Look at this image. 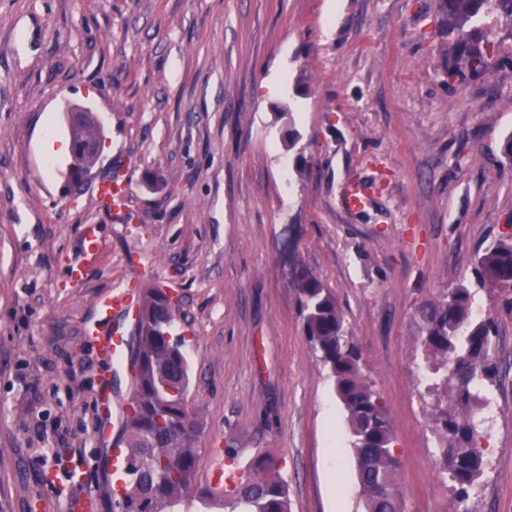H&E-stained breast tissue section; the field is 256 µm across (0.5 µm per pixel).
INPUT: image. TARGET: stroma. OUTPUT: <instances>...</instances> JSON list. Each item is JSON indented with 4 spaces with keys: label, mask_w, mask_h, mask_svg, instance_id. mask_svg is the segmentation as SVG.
<instances>
[{
    "label": "stroma",
    "mask_w": 512,
    "mask_h": 512,
    "mask_svg": "<svg viewBox=\"0 0 512 512\" xmlns=\"http://www.w3.org/2000/svg\"><path fill=\"white\" fill-rule=\"evenodd\" d=\"M447 63L437 0H0V512H68L79 464L112 512L104 367L83 329L98 297L136 282L181 298L172 335L200 425L181 512H224L200 502L215 469L243 475L259 454L279 463L290 512H364L296 268L335 297L390 413L403 512L454 498L447 389L413 377L421 309L474 289L498 321L499 378L473 411L488 465L467 508L512 512V291L474 273L512 214V66L451 85ZM70 105L103 122L76 193L71 154L45 152L68 140ZM114 174L124 214L98 203ZM355 180L378 185L361 212L342 203ZM87 224L104 251L74 284Z\"/></svg>",
    "instance_id": "stroma-1"
}]
</instances>
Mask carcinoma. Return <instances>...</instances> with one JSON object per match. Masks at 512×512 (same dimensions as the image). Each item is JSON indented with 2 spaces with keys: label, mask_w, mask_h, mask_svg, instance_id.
I'll return each mask as SVG.
<instances>
[{
  "label": "carcinoma",
  "mask_w": 512,
  "mask_h": 512,
  "mask_svg": "<svg viewBox=\"0 0 512 512\" xmlns=\"http://www.w3.org/2000/svg\"><path fill=\"white\" fill-rule=\"evenodd\" d=\"M451 54L448 82L488 75L512 63V44L491 38L478 25L492 18L512 39V0H438ZM100 136L87 122L70 125L74 162L71 174L89 170L97 160ZM510 231L477 256L482 287L512 284ZM299 293L304 336L320 353L334 380L352 435L365 512H402L395 475L399 458L393 448L389 412L360 367V351L348 336L335 298L311 274L293 281ZM178 302L163 288L141 289L131 359L134 380L124 413L122 441L127 448L124 485L112 491V512H178L191 495L199 464L198 422L188 397L189 366L182 345L172 340ZM422 343L433 358L432 370L451 384L454 408L440 411L439 441L444 465L459 501L470 498L487 465L485 434L470 410L480 391L495 384L492 356L496 322L474 311V295L458 286L423 315ZM228 512H288V483L274 461L259 456L245 480L223 492Z\"/></svg>",
  "instance_id": "carcinoma-1"
}]
</instances>
